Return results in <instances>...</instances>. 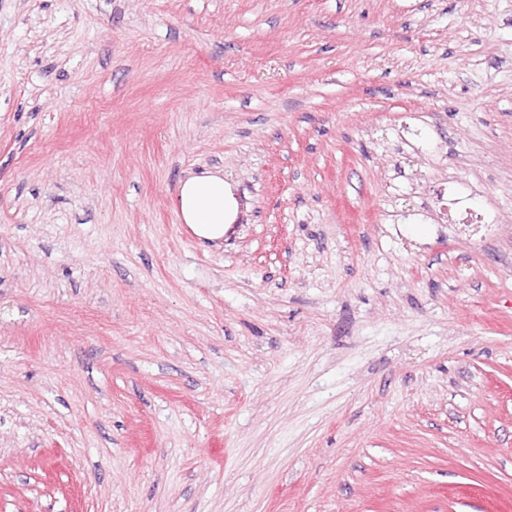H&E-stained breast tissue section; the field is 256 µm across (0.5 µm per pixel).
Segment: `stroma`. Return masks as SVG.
Listing matches in <instances>:
<instances>
[{"mask_svg":"<svg viewBox=\"0 0 512 512\" xmlns=\"http://www.w3.org/2000/svg\"><path fill=\"white\" fill-rule=\"evenodd\" d=\"M0 512H512V0H0ZM178 200L184 222L202 238L224 237V224L234 219L235 203L220 175L206 173L186 179Z\"/></svg>","mask_w":512,"mask_h":512,"instance_id":"35a3bbf8","label":"stroma"}]
</instances>
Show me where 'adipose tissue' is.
Here are the masks:
<instances>
[{
	"instance_id": "1",
	"label": "adipose tissue",
	"mask_w": 512,
	"mask_h": 512,
	"mask_svg": "<svg viewBox=\"0 0 512 512\" xmlns=\"http://www.w3.org/2000/svg\"><path fill=\"white\" fill-rule=\"evenodd\" d=\"M179 211L186 224L205 239L217 240L224 235L225 224L235 215L234 200L222 176L206 173L182 182Z\"/></svg>"
}]
</instances>
